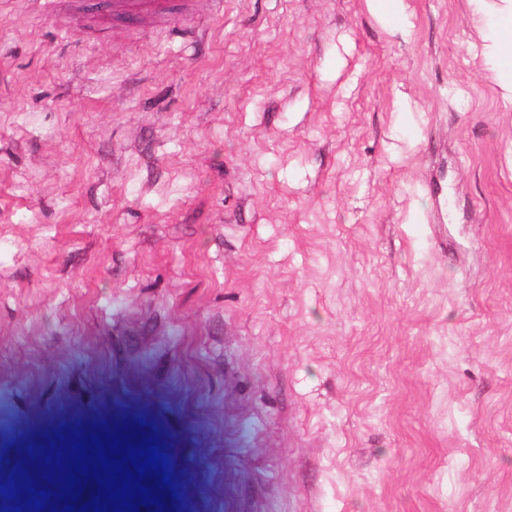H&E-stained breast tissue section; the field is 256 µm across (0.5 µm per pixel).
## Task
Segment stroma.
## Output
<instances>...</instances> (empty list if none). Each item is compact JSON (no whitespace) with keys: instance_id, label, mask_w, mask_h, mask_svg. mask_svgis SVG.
Masks as SVG:
<instances>
[{"instance_id":"stroma-1","label":"stroma","mask_w":512,"mask_h":512,"mask_svg":"<svg viewBox=\"0 0 512 512\" xmlns=\"http://www.w3.org/2000/svg\"><path fill=\"white\" fill-rule=\"evenodd\" d=\"M0 0V482L140 425L143 512H512V110L468 0ZM111 1L112 18L129 19L142 25L168 22L173 0H106Z\"/></svg>"}]
</instances>
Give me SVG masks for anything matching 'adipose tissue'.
<instances>
[{"label": "adipose tissue", "mask_w": 512, "mask_h": 512, "mask_svg": "<svg viewBox=\"0 0 512 512\" xmlns=\"http://www.w3.org/2000/svg\"><path fill=\"white\" fill-rule=\"evenodd\" d=\"M471 25L480 32L477 53L512 108V0H469Z\"/></svg>", "instance_id": "1"}]
</instances>
